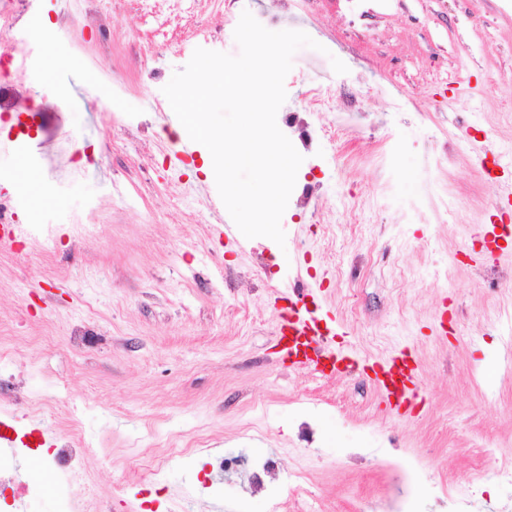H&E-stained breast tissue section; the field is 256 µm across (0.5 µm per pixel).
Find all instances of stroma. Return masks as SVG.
<instances>
[{
  "mask_svg": "<svg viewBox=\"0 0 512 512\" xmlns=\"http://www.w3.org/2000/svg\"><path fill=\"white\" fill-rule=\"evenodd\" d=\"M80 0H35L29 39L42 125L19 147L0 121V192L21 223L52 229L59 249L0 256V320L20 336L11 368L26 398L18 411L43 445L18 472L41 493L14 512H56L60 493L96 496L104 512H272L303 472L313 512H512V483L493 481L468 503L444 499L468 486L482 448L512 458V247L473 256L477 226L498 198L470 140L512 147V0H103V34L75 37ZM272 31L299 30L285 78L286 112L326 107L298 173L317 187L284 212V244L221 239L228 212L200 155L184 156L162 92L196 48L237 54L242 12ZM60 60L43 63L46 45ZM340 59L347 73H335ZM111 143L109 156L55 176L44 142ZM32 170L49 189L33 204L18 179ZM423 199L421 223L402 214ZM97 225L79 237L74 224ZM247 271L230 286L227 270ZM300 287L343 331L347 371L322 377L290 367L277 346L275 293ZM92 332L88 347L73 327ZM51 325L50 346L26 336ZM406 358L423 398L391 409L374 365ZM88 402L87 438L112 450L62 486L46 465L55 421ZM201 453L176 458L151 498L135 466L143 450L168 453L197 433ZM233 468L213 471V457ZM276 460V485L249 463Z\"/></svg>",
  "mask_w": 512,
  "mask_h": 512,
  "instance_id": "obj_1",
  "label": "stroma"
}]
</instances>
